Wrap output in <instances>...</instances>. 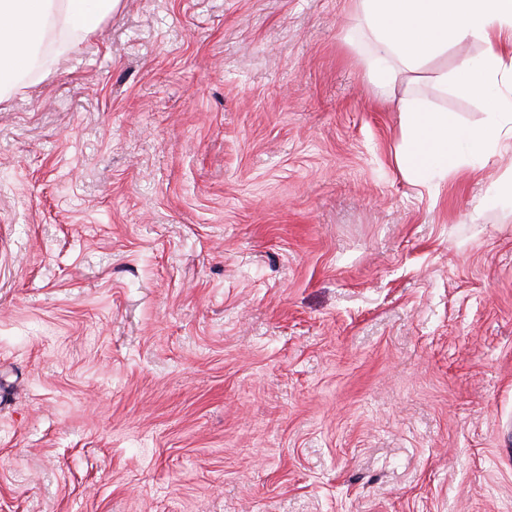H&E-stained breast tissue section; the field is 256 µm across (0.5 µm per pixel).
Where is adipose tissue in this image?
Here are the masks:
<instances>
[{
	"label": "adipose tissue",
	"mask_w": 512,
	"mask_h": 512,
	"mask_svg": "<svg viewBox=\"0 0 512 512\" xmlns=\"http://www.w3.org/2000/svg\"><path fill=\"white\" fill-rule=\"evenodd\" d=\"M120 0H0V102L25 86L46 58L49 41L71 47L73 34L96 32ZM372 35L370 73L376 84H392L398 72L417 71L426 57L451 43L482 42L478 63L464 62L459 82L474 92L496 87L486 102L478 133L459 126L448 112H422L407 105L401 143L394 154L412 180L448 176L466 151L493 154L504 134L512 135V90L500 93L512 68V0H358Z\"/></svg>",
	"instance_id": "obj_1"
}]
</instances>
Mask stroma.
Here are the masks:
<instances>
[{
    "mask_svg": "<svg viewBox=\"0 0 512 512\" xmlns=\"http://www.w3.org/2000/svg\"><path fill=\"white\" fill-rule=\"evenodd\" d=\"M0 105V512H512V144L423 187L357 0H121Z\"/></svg>",
    "mask_w": 512,
    "mask_h": 512,
    "instance_id": "stroma-1",
    "label": "stroma"
}]
</instances>
